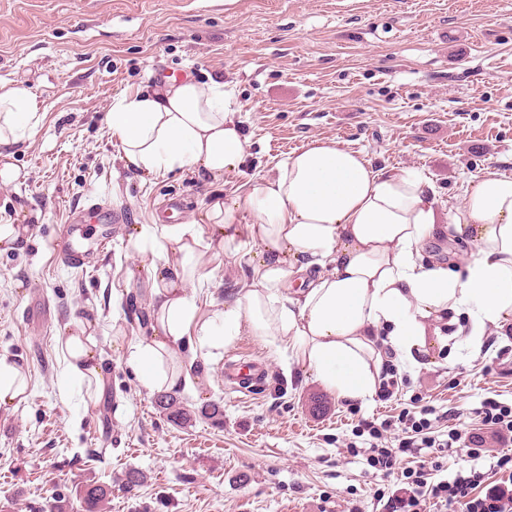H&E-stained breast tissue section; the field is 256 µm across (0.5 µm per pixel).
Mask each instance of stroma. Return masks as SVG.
I'll use <instances>...</instances> for the list:
<instances>
[{"mask_svg": "<svg viewBox=\"0 0 512 512\" xmlns=\"http://www.w3.org/2000/svg\"><path fill=\"white\" fill-rule=\"evenodd\" d=\"M160 67L234 88L242 174L217 184L189 169H124L107 114L155 90ZM0 84L30 89L42 116L28 142L0 151V225L25 229L0 249V357L28 378L22 400L0 407V512H48L56 498L83 512L77 490L89 481L112 486L97 512H376L388 483L349 450L370 444L361 419L433 408L442 439L478 432L485 400L512 406V335L432 348V365H399V390L382 401L289 373L246 332L213 360L197 354L189 385L173 392L190 415L178 424L120 349L146 333L144 267L164 243L167 195L187 199L173 221L200 235L206 285L187 292L206 316L248 285L256 250L254 217L241 212L226 246L203 220L209 202L245 193L315 141L384 172H420L449 212L485 167L512 176V0H0ZM97 208L124 220L92 219ZM79 215L86 258L67 266L56 244ZM82 330L106 384L98 400L65 370L61 345ZM249 360L267 369L250 396L224 383L225 362ZM211 402L220 423L200 414ZM131 469L146 481L128 492Z\"/></svg>", "mask_w": 512, "mask_h": 512, "instance_id": "1", "label": "stroma"}]
</instances>
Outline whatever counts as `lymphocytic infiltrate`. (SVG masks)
<instances>
[{"label": "lymphocytic infiltrate", "mask_w": 512, "mask_h": 512, "mask_svg": "<svg viewBox=\"0 0 512 512\" xmlns=\"http://www.w3.org/2000/svg\"><path fill=\"white\" fill-rule=\"evenodd\" d=\"M478 415L482 424L490 428L491 435L486 438L475 434L465 439L472 446V457H480V448L489 438L500 445L512 444V406L488 400ZM400 421L408 430V437L401 439L395 448L377 445L370 448L367 458L377 474L394 480L387 498L380 502V512H420L428 497L444 503L447 512H512V476L488 483L481 472L461 469L453 477L435 483L431 480V469L426 466L398 470L400 455H416L424 448H450L464 440L453 431L447 439H436L430 434V419L416 417L408 411L402 413Z\"/></svg>", "instance_id": "f902f5d3"}]
</instances>
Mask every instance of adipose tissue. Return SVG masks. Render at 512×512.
Here are the masks:
<instances>
[{"label": "adipose tissue", "instance_id": "obj_1", "mask_svg": "<svg viewBox=\"0 0 512 512\" xmlns=\"http://www.w3.org/2000/svg\"><path fill=\"white\" fill-rule=\"evenodd\" d=\"M235 112L223 82L188 77L120 98L107 120L126 169L192 167L219 182L247 159ZM40 121L29 89L0 85V147L30 138ZM243 210L259 250L250 287L223 309L200 317L186 292L201 277L193 225L172 228L146 266L152 322L123 354L145 388L179 387L184 351L214 357L249 332L327 390L365 398L380 380L383 347L416 366L449 338L477 346L488 331L512 330V177L496 168L468 181L462 207L444 216L420 173L385 174L361 152L319 140L250 179L244 195L215 199L205 217L230 244ZM443 237L472 246L464 265L424 261V243Z\"/></svg>", "mask_w": 512, "mask_h": 512}]
</instances>
